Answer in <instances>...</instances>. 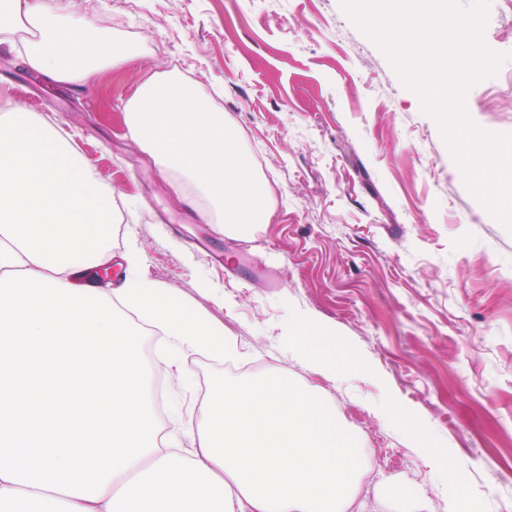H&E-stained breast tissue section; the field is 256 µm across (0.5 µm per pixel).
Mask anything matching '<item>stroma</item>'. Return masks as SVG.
<instances>
[{"instance_id":"1","label":"stroma","mask_w":512,"mask_h":512,"mask_svg":"<svg viewBox=\"0 0 512 512\" xmlns=\"http://www.w3.org/2000/svg\"><path fill=\"white\" fill-rule=\"evenodd\" d=\"M135 57L90 88L28 72L0 46V114L23 105L65 133L114 197L108 241L135 239L140 272L206 311L237 341L238 363L317 387L357 438L359 488L347 512H512V231L472 194L437 120L341 0H71ZM483 42L507 56L475 82L466 112L512 134V0H495ZM223 111L264 185L271 217L244 235L179 203L174 176L136 147L128 99L170 58ZM311 317L321 354L356 358L365 379L336 384L288 357V320ZM190 372L169 382L161 434L198 410ZM418 414L461 483L441 487L425 449L373 411Z\"/></svg>"}]
</instances>
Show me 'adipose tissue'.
Returning <instances> with one entry per match:
<instances>
[{"label":"adipose tissue","instance_id":"adipose-tissue-1","mask_svg":"<svg viewBox=\"0 0 512 512\" xmlns=\"http://www.w3.org/2000/svg\"><path fill=\"white\" fill-rule=\"evenodd\" d=\"M0 44L20 45L28 71L78 87L125 60L102 31L73 22L68 0H0ZM104 196L56 129L20 107L0 115V512H346L360 448L315 387L222 384L198 421L160 441L138 322L177 353L231 358L237 346L139 274L135 241L122 288L99 291ZM288 352L330 381L365 372L293 339ZM385 419L411 425L403 410ZM411 427L452 484L446 449Z\"/></svg>","mask_w":512,"mask_h":512}]
</instances>
